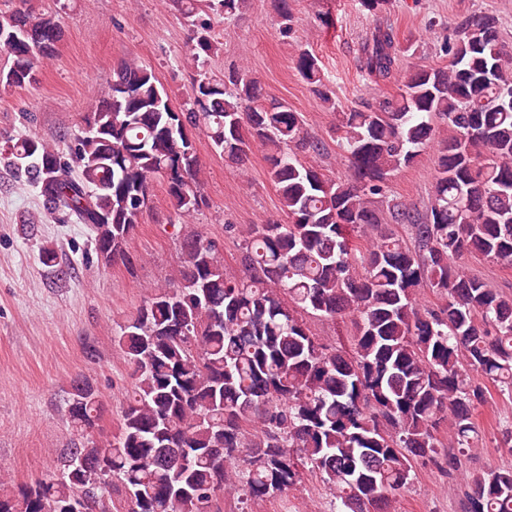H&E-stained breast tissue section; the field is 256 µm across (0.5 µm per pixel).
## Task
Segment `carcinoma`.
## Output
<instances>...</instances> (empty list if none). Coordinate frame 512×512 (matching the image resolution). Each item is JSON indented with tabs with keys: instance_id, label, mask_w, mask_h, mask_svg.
Instances as JSON below:
<instances>
[{
	"instance_id": "carcinoma-1",
	"label": "carcinoma",
	"mask_w": 512,
	"mask_h": 512,
	"mask_svg": "<svg viewBox=\"0 0 512 512\" xmlns=\"http://www.w3.org/2000/svg\"><path fill=\"white\" fill-rule=\"evenodd\" d=\"M6 2L0 50L11 65L0 85L22 87L62 30ZM175 2L192 27V107L168 106L152 68L125 59L67 152L29 135L3 152L50 213L91 226L106 266L130 262L154 184L179 218L203 204L196 132L236 164L260 144L284 220L227 225L238 273L216 239H183L181 285L152 288L113 336L133 380L120 434L97 438L100 395L72 379L65 413L77 442L49 479L17 495L0 481V512H62L81 495L87 512H222L226 493L274 499L309 475L333 491L334 512H387L415 463L463 469L476 406L494 392L512 400V297L464 270L470 257L512 263V95L502 91L512 67L499 21H464L444 44L447 67L401 75L399 42L375 28L361 69L376 82L400 78L399 92L334 112L349 173L333 180L308 161L326 145L299 113L260 100L239 66L219 80L204 72L219 51L211 18H236L246 0ZM296 69L335 107L312 52L298 51ZM434 145L426 208L389 197L393 173ZM425 288L439 304H417ZM310 315L348 321L349 348L322 342ZM446 420L450 450L438 438ZM463 496L466 512H512V470L472 475Z\"/></svg>"
}]
</instances>
